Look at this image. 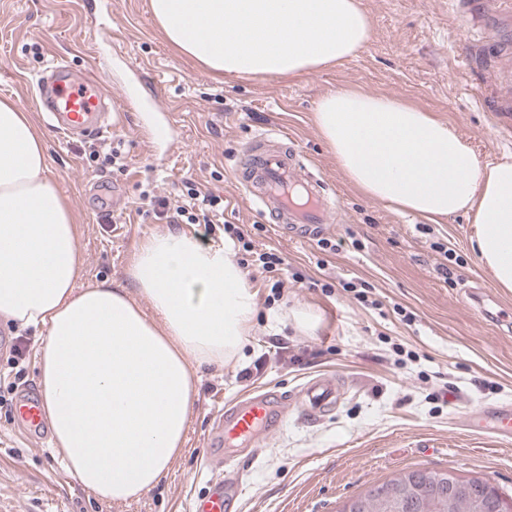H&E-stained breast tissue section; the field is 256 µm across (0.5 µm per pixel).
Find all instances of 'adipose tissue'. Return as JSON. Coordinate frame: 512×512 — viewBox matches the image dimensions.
<instances>
[{
    "label": "adipose tissue",
    "mask_w": 512,
    "mask_h": 512,
    "mask_svg": "<svg viewBox=\"0 0 512 512\" xmlns=\"http://www.w3.org/2000/svg\"><path fill=\"white\" fill-rule=\"evenodd\" d=\"M150 9L169 43L217 80L293 76L355 55L370 36L359 0H150ZM314 120L365 197L433 224L469 216L480 262L512 292V155L481 162L431 113L356 89L322 96ZM48 172L32 113L0 98V317L43 335V410L69 475L127 502L183 451L198 368L237 356L256 292L231 249L173 232L139 245L126 284L77 287L74 216Z\"/></svg>",
    "instance_id": "obj_1"
}]
</instances>
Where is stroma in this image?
<instances>
[{"label": "stroma", "mask_w": 512, "mask_h": 512, "mask_svg": "<svg viewBox=\"0 0 512 512\" xmlns=\"http://www.w3.org/2000/svg\"><path fill=\"white\" fill-rule=\"evenodd\" d=\"M150 0H112V49L100 73L119 104L116 125L96 139L68 142L46 131L49 177L76 217L83 263L78 286L122 283L134 250L156 233H185L211 246L241 242L223 229L157 218L143 192L180 205L187 184L219 195L224 221L255 250L281 253L284 285L257 267L253 328L237 358L200 372L184 452L169 475L123 504L98 499L66 471L50 445L22 436L19 391L38 392L39 334L0 318V512H192L212 481L239 476L231 512H340L373 483L417 468L453 467L512 496V437L476 435L463 424L477 409L512 402V292L498 288L472 248L475 227L458 214L432 224L359 193L314 124L317 101L339 89L402 99L449 123L485 162L512 154V13L494 0H360L371 21L367 44L339 63L295 77L212 80L169 44ZM93 0H0V96L41 117L35 81L56 58L92 59L98 35ZM168 115L174 151L145 128ZM282 129L295 140L341 207L323 238L292 240L266 223L232 172L248 141ZM118 151L124 169L105 163ZM447 263V274L438 266ZM374 288L377 306L358 302L348 283ZM475 283L492 296L480 307ZM316 326L301 329L300 314ZM261 363L259 375L239 372ZM333 375L343 392L333 412L309 416L300 389ZM288 395L283 422L253 456L215 434L217 413L264 391Z\"/></svg>", "instance_id": "1"}]
</instances>
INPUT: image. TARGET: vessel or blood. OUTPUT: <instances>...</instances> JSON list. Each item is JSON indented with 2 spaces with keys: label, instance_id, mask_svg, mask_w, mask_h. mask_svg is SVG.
Instances as JSON below:
<instances>
[{
  "label": "vessel or blood",
  "instance_id": "b4317fda",
  "mask_svg": "<svg viewBox=\"0 0 512 512\" xmlns=\"http://www.w3.org/2000/svg\"><path fill=\"white\" fill-rule=\"evenodd\" d=\"M109 17L105 5L93 17L99 35L96 52L100 55L112 46ZM37 92V104L55 133L86 140L111 131L115 101L93 67L77 69L67 61H53L39 77ZM235 177L267 223L292 227L298 239L318 237L338 209L324 181L310 172L295 142L284 134L262 133L253 139L245 149L243 163L235 167ZM303 394L304 412H329L338 401L336 380L313 378L304 385ZM282 410L281 402L258 395L225 409L216 430L225 442L255 448L263 436L277 427ZM16 413L20 425L35 442L47 439L38 398L23 396L16 405ZM468 429L474 433L512 434V404L482 410L469 419ZM239 493L237 478L215 480L207 495L195 503L194 512H225L229 499Z\"/></svg>",
  "mask_w": 512,
  "mask_h": 512
}]
</instances>
